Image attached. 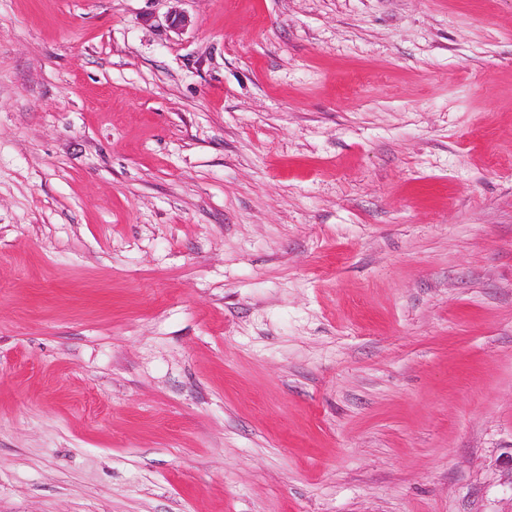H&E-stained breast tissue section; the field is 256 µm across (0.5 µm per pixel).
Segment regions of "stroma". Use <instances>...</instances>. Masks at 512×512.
Instances as JSON below:
<instances>
[{"mask_svg": "<svg viewBox=\"0 0 512 512\" xmlns=\"http://www.w3.org/2000/svg\"><path fill=\"white\" fill-rule=\"evenodd\" d=\"M511 453L512 0H0V512H512Z\"/></svg>", "mask_w": 512, "mask_h": 512, "instance_id": "1", "label": "stroma"}]
</instances>
